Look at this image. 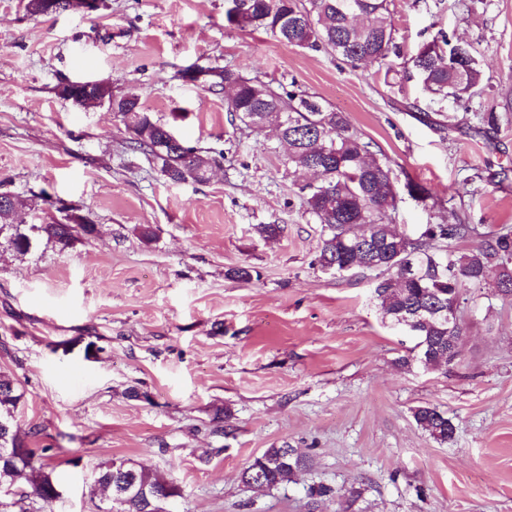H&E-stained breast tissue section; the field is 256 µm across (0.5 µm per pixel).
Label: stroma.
<instances>
[{
    "instance_id": "35a3bbf8",
    "label": "stroma",
    "mask_w": 512,
    "mask_h": 512,
    "mask_svg": "<svg viewBox=\"0 0 512 512\" xmlns=\"http://www.w3.org/2000/svg\"><path fill=\"white\" fill-rule=\"evenodd\" d=\"M0 0V192L23 224L61 220L63 201L97 227L58 250L14 252L0 238V372L22 395L15 422L63 489L35 512H96L93 469L130 460L179 494L171 512H512V297L464 290L463 348L445 367L402 366L412 338L384 321L374 272L316 265L321 228L273 132L232 122L221 88L188 66L230 67L295 85L346 113L398 183L425 187L391 218L411 237L471 224L461 256L512 227V0H391L395 37L415 53L437 32L478 42L482 95L436 111L415 82H384L324 51L227 22L226 0H102L34 17ZM106 80L138 95L189 143L223 149L203 182L174 184L141 154L107 104L57 94ZM474 191L459 194L466 178ZM261 224L280 225L273 238ZM150 228L151 239L141 231ZM246 266L259 273L228 277ZM445 412L446 443L415 423ZM309 459L291 480L251 489L242 471L265 448ZM326 484L330 499L309 496ZM416 424L439 443L451 440L455 426L448 416L433 406H419L413 410Z\"/></svg>"
}]
</instances>
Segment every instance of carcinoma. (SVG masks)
<instances>
[{
    "label": "carcinoma",
    "instance_id": "obj_1",
    "mask_svg": "<svg viewBox=\"0 0 512 512\" xmlns=\"http://www.w3.org/2000/svg\"><path fill=\"white\" fill-rule=\"evenodd\" d=\"M257 22L249 24L280 42L313 51L325 50L346 64L376 61L385 66V83L403 91L406 63H411L416 83L431 100L471 98L482 90V53L478 43L452 39L440 31L429 52L406 56L396 42L389 16L388 0H249ZM313 16V22L305 18ZM205 83L209 87L230 88V113L247 128L257 131L266 121L283 118L278 144L273 151L290 169L313 172L314 179L299 186V194L316 223L321 226V247L316 262L336 268L354 261L358 253L366 259L362 268L378 271L374 287L382 318L392 325L408 318L415 323L417 355L448 349V302L453 289L479 288L486 280L487 256L512 260V231L491 237L484 250L453 257L450 239L464 238L475 231L469 224L427 226L412 238L391 224L397 207L398 190L393 170L386 159L378 158L372 143L352 126L348 116L324 104L318 97L299 89L272 87L247 78L228 67H209ZM112 111L125 122L129 148L143 152L172 183L202 182L220 150L203 149L183 142H167L169 128L155 121L135 94L118 96ZM18 199L0 193V236L13 249L28 253L43 240L65 249L79 237H89L96 225L16 224L10 213ZM22 394L13 379L0 373V447L14 449V457L0 458V488L24 487L30 496L51 504L59 486L53 471L35 460L14 428V413ZM416 424L439 443L452 439L455 426L448 416L433 406L413 410ZM307 457L293 448H267L243 470L241 480L254 479L258 487L278 485L304 468ZM136 485L161 492L167 481L143 463L130 468Z\"/></svg>",
    "mask_w": 512,
    "mask_h": 512
}]
</instances>
